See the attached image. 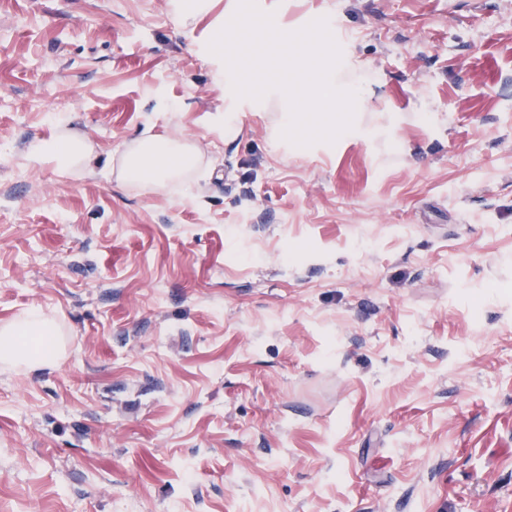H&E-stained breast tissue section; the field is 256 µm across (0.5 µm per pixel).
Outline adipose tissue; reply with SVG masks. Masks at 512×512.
Instances as JSON below:
<instances>
[{
	"label": "adipose tissue",
	"mask_w": 512,
	"mask_h": 512,
	"mask_svg": "<svg viewBox=\"0 0 512 512\" xmlns=\"http://www.w3.org/2000/svg\"><path fill=\"white\" fill-rule=\"evenodd\" d=\"M201 157L199 147L189 141L146 134L123 152L118 177L142 188L178 186L198 171ZM92 158V145L63 129L50 138L34 139L26 147L30 165L51 163L70 173L86 168ZM58 334L54 317L34 307L24 310L0 326V361L31 369L54 366L61 355Z\"/></svg>",
	"instance_id": "1"
}]
</instances>
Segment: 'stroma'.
Here are the masks:
<instances>
[{
	"instance_id": "obj_1",
	"label": "stroma",
	"mask_w": 512,
	"mask_h": 512,
	"mask_svg": "<svg viewBox=\"0 0 512 512\" xmlns=\"http://www.w3.org/2000/svg\"><path fill=\"white\" fill-rule=\"evenodd\" d=\"M170 0H0V512H512V0H263L337 18L363 134L278 147ZM239 133H224V115ZM90 170L28 165L59 126ZM189 190L119 181L144 132ZM54 317L39 308L24 310L0 328V361L29 369L55 366L61 355Z\"/></svg>"
}]
</instances>
